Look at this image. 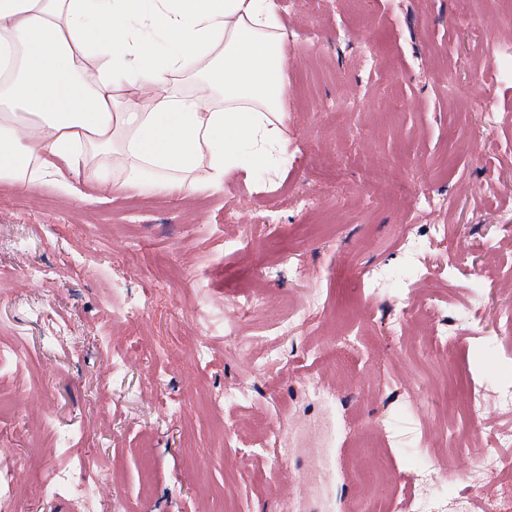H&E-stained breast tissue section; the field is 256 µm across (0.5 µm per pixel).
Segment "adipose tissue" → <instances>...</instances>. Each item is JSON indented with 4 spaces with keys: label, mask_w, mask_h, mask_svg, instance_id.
Wrapping results in <instances>:
<instances>
[{
    "label": "adipose tissue",
    "mask_w": 512,
    "mask_h": 512,
    "mask_svg": "<svg viewBox=\"0 0 512 512\" xmlns=\"http://www.w3.org/2000/svg\"><path fill=\"white\" fill-rule=\"evenodd\" d=\"M276 0H0V182L219 189L283 140Z\"/></svg>",
    "instance_id": "ef3b65f1"
}]
</instances>
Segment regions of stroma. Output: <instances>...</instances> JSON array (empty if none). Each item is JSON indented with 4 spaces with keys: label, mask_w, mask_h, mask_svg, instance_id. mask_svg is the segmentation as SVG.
<instances>
[{
    "label": "stroma",
    "mask_w": 512,
    "mask_h": 512,
    "mask_svg": "<svg viewBox=\"0 0 512 512\" xmlns=\"http://www.w3.org/2000/svg\"><path fill=\"white\" fill-rule=\"evenodd\" d=\"M280 0L287 37L288 96L283 110L287 163L230 170L221 190L189 196L127 192L100 201L76 183L27 192L0 183V350L27 361L0 372V448L12 459L18 493L8 512H386L408 491L407 448L435 451L448 420L482 391L479 437L512 425L498 388L512 373L472 366L485 339L512 354L499 315L512 308V23L494 0ZM385 170L415 192L448 198L451 208L417 209L411 197L381 202L366 181ZM265 219L241 252L227 212ZM408 224L445 225L447 242H426L425 275L391 280L374 298L378 270L405 268L399 246ZM300 254L309 274L280 267L264 282L267 306L242 312L238 295L257 279L276 246ZM51 275L32 280L28 269ZM491 274V287L474 283ZM154 280L143 317L105 323L100 312L120 288L139 299ZM410 288L437 302L448 321L480 307L481 331L438 363L415 357L393 332L384 307ZM319 293L328 315L319 335L299 334L288 363L267 365L262 346L225 348L262 335L290 308ZM364 334L337 370L322 348L336 334ZM208 337L211 362L190 339ZM121 361L113 369V361ZM274 393L280 413H267ZM407 404L393 410L394 400ZM267 414L279 433L270 474L254 452L253 422ZM238 437L224 446V427ZM379 435L381 447L364 448ZM336 451L325 468L322 449ZM366 469L387 460L403 478L353 482L351 457ZM96 492L47 496L55 467Z\"/></svg>",
    "instance_id": "stroma-1"
}]
</instances>
